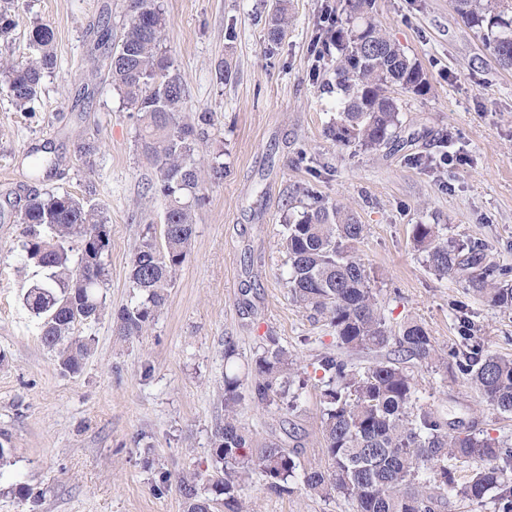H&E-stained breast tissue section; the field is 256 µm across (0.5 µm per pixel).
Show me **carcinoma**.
<instances>
[{
    "instance_id": "obj_1",
    "label": "carcinoma",
    "mask_w": 512,
    "mask_h": 512,
    "mask_svg": "<svg viewBox=\"0 0 512 512\" xmlns=\"http://www.w3.org/2000/svg\"><path fill=\"white\" fill-rule=\"evenodd\" d=\"M346 3V23L330 35L337 52L333 136L345 146L376 151L400 138V108L392 88L423 95L430 83L421 65L376 22L375 0ZM13 5L14 0H0V35L14 26ZM457 13L496 61L511 68L512 0H458ZM284 27L285 5L280 3L268 42L278 43ZM166 31L167 18L156 0H131L120 44L106 56L111 81L141 114L140 152L155 168L158 190L166 200L163 242H157L151 225L142 230L128 273L132 301L113 313L117 334L126 338L143 335L165 307L196 232L201 187L224 178V164L216 162L206 170L196 159L212 114L200 113L195 124L181 120L185 91L163 49ZM29 40V63L0 62L10 98L22 111L38 97L44 73L56 64L50 24H35ZM19 223L24 225L27 260L45 272L24 293V306L37 318L41 342L54 353L60 371L77 374L91 343L76 334V325L97 321L106 308L108 218L87 197L35 190L25 197ZM364 232L365 225L338 203H315L286 225L282 246L291 300L326 318L340 349L371 357L364 367L331 353L318 360L327 465L304 470L303 490L325 499L341 494L355 504L356 512H445L452 497L481 504L491 493L499 512H512L508 440L473 425L450 432L433 411L410 412L415 384L402 364L438 368L448 361L416 322L406 324L400 335H390L366 266L354 253ZM412 240L435 275H458L492 306L512 308V286L496 284L498 268L484 254L444 238L437 224L413 225ZM384 350L387 354L378 357ZM453 357L459 372L487 402L512 414V358L469 343ZM253 364L251 401L285 415L293 411L297 396H289V390L294 378H299V387L307 385L294 355L270 337ZM243 400L238 378L225 375L224 415L210 437L211 468L178 477L183 512H213L216 504L224 512H246L243 493L253 469L273 492L294 493L298 451L275 435L260 439L243 426L237 416ZM471 461L484 465L458 481L456 468Z\"/></svg>"
}]
</instances>
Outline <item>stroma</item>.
<instances>
[{"label": "stroma", "instance_id": "1", "mask_svg": "<svg viewBox=\"0 0 512 512\" xmlns=\"http://www.w3.org/2000/svg\"><path fill=\"white\" fill-rule=\"evenodd\" d=\"M159 2L164 48L185 87L182 117L190 123L206 111L216 120L197 158L205 167L223 162L224 179L203 189L168 302L139 337L117 336L111 312L131 300L130 259L145 225L162 224L165 202L137 148L139 116L97 46L105 22L120 40L130 0H17L15 26L0 40V56L21 65L32 55L35 22L56 34V65L31 111L16 108L0 76V433L9 438L0 512H183L175 487L159 494L154 486L208 463L224 375L250 383L255 353L270 336L309 381L288 417L246 399L240 421L298 447L301 467L323 464L313 374L336 338L326 319L292 302L280 248L285 224L315 198L343 203L366 224L357 251L392 332L419 323L451 353L475 324L484 350L512 357V309L491 306L459 278L435 276L412 242L413 225H440L449 239L483 246L512 283V68L497 63L453 0H375L376 20L421 65L430 90H394L401 140L373 152L330 134L336 96L321 40L326 17L345 19V0H288L285 34L273 47L275 0ZM84 142L97 147L90 169L77 152ZM46 145L58 164L33 178L32 161ZM32 187L90 196L109 219L108 312L80 326L91 352L74 376L60 373L22 301L42 275L25 257L17 221ZM228 341L236 349L230 365ZM406 369L414 408L512 438V418L483 402L456 365ZM20 483L41 491L38 503L15 496ZM246 494L250 512H355L340 496L276 495L257 471Z\"/></svg>", "mask_w": 512, "mask_h": 512}]
</instances>
